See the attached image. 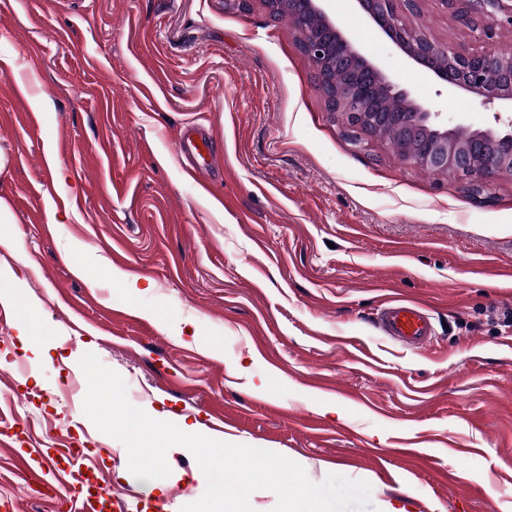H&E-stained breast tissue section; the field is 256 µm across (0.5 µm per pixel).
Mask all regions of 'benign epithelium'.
Returning a JSON list of instances; mask_svg holds the SVG:
<instances>
[{"mask_svg": "<svg viewBox=\"0 0 512 512\" xmlns=\"http://www.w3.org/2000/svg\"><path fill=\"white\" fill-rule=\"evenodd\" d=\"M306 16L317 19L321 31L299 30L304 53L312 62L327 111L342 117L346 132L355 138L374 135L378 113L373 102L383 95L405 111L387 125L382 136L403 159L437 174L457 175L479 194L497 173L512 169V121L503 131L475 130L467 138L440 120L405 88L394 82L358 47L352 35L329 14L327 0H297ZM369 25L385 35L405 57L430 71L448 90H462L488 102L512 104V54L471 52L439 45L405 22L398 6L419 13L420 0H354ZM458 22L471 24L462 7L466 0H442ZM341 62L353 76L337 86L333 65Z\"/></svg>", "mask_w": 512, "mask_h": 512, "instance_id": "benign-epithelium-1", "label": "benign epithelium"}]
</instances>
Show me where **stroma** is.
I'll use <instances>...</instances> for the list:
<instances>
[{
  "mask_svg": "<svg viewBox=\"0 0 512 512\" xmlns=\"http://www.w3.org/2000/svg\"><path fill=\"white\" fill-rule=\"evenodd\" d=\"M471 7L474 30L441 0L412 22L442 45L512 52V10ZM329 9L453 126L512 118L448 91L353 0ZM189 122L222 156L205 189L178 150ZM0 155V284L50 321L53 348L33 359L15 344L18 312L0 322V413L26 441L89 449L85 487H132L130 512H180L206 489L179 446L164 495L123 477L125 446L85 416V376L64 362L91 352L152 418L188 416L315 483L367 481L368 512H512V174L475 198L348 137L263 0H0ZM392 297L426 304L430 346L381 330ZM8 501L49 512L0 448Z\"/></svg>",
  "mask_w": 512,
  "mask_h": 512,
  "instance_id": "stroma-1",
  "label": "stroma"
}]
</instances>
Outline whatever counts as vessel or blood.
<instances>
[{
  "mask_svg": "<svg viewBox=\"0 0 512 512\" xmlns=\"http://www.w3.org/2000/svg\"><path fill=\"white\" fill-rule=\"evenodd\" d=\"M178 148L187 163L189 174L197 176L219 167L220 156L214 151L208 137H192L181 133ZM384 332L393 340L404 345L420 348L434 336L432 316L421 303L397 299L386 303L380 318ZM68 459L69 468L54 466L55 457ZM84 459L79 448H24L14 454V466L23 475H32L39 487H52L55 492L53 505L56 512H93L95 505L79 497L70 488L72 468Z\"/></svg>",
  "mask_w": 512,
  "mask_h": 512,
  "instance_id": "vessel-or-blood-1",
  "label": "vessel or blood"
}]
</instances>
